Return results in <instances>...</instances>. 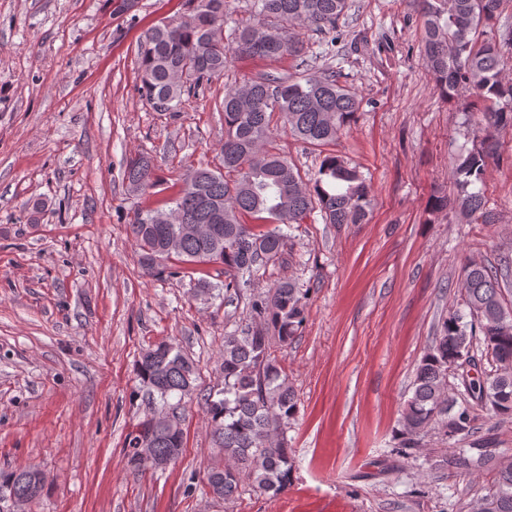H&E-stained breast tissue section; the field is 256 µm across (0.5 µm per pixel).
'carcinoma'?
Here are the masks:
<instances>
[{"label": "carcinoma", "mask_w": 512, "mask_h": 512, "mask_svg": "<svg viewBox=\"0 0 512 512\" xmlns=\"http://www.w3.org/2000/svg\"><path fill=\"white\" fill-rule=\"evenodd\" d=\"M507 0H424L423 59L442 95L473 99L479 147L459 161L455 177L461 208L475 224H491L479 185L488 165L499 156V135L512 131V81L504 69L512 62V26L498 27ZM187 16L164 20L137 45L138 92L155 112H179L199 98L205 83L224 75L228 57L271 61L302 57L308 43L301 29L336 30L349 0H253V21L224 44L226 0H185ZM223 165L191 170L173 186L161 208L134 214L130 233L139 262L149 275L182 265L198 295L212 284L202 266L224 271V302L247 299L249 319L224 336L220 370L224 388L204 398L213 445L220 459L206 473L214 497L233 499L246 481L258 491L278 496L291 481L292 461L284 431L298 410V397L279 364L274 346L286 347L306 320L307 289L291 280L268 294L250 292L268 267L282 261L290 235L283 227L302 224L321 213L327 224H362L370 190L360 172L334 154L326 155L314 178L306 180L287 158L264 149L278 124L305 144L324 147L350 125L360 102L332 73L323 76L258 73L224 91ZM123 182L128 191L146 193L155 186L153 156L130 155ZM224 214L223 233L205 238L185 231L188 224H210L208 205ZM176 211L177 224H156L160 213ZM497 269L477 261L464 266V309L441 319L436 336L416 367L398 432L399 446L414 449L434 429L456 445L448 466L471 474L495 471L486 493L472 498L467 512H512V454L491 451L493 435H476L477 412L512 419V310L505 304ZM491 370L457 385L449 368L475 355ZM137 374L161 407L173 396L182 400L197 391L198 369L172 342L146 348ZM150 440L155 455L176 461L183 453V428L139 423L131 434L130 461ZM34 468L0 473V482L28 494Z\"/></svg>", "instance_id": "cac0c4a2"}]
</instances>
